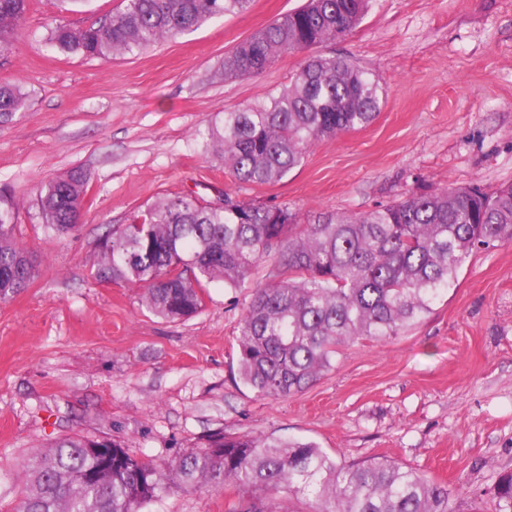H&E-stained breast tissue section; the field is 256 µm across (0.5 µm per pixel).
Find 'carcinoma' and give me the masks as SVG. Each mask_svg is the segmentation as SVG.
Masks as SVG:
<instances>
[{
    "instance_id": "cac0c4a2",
    "label": "carcinoma",
    "mask_w": 512,
    "mask_h": 512,
    "mask_svg": "<svg viewBox=\"0 0 512 512\" xmlns=\"http://www.w3.org/2000/svg\"><path fill=\"white\" fill-rule=\"evenodd\" d=\"M252 0H121L83 27L46 18L48 41L63 54L109 59L134 54L204 22L247 10ZM369 0H306L253 32L224 56V78L261 72L282 55L350 33ZM29 0H0V56L17 49ZM384 90L349 61L312 55L290 84L197 130L238 183L271 184L299 166L319 141L367 126ZM30 95L0 82V124L25 110ZM88 179L80 170L44 184L33 204L40 223L59 236L80 221ZM19 202L0 196V300L30 286L35 268L14 240ZM512 243V184L435 189L364 214H320L303 224L288 206L237 201L224 208L193 196L154 203L106 234L95 276L145 288L149 311L188 319L215 280L237 288L268 262L238 328L241 380L258 395L300 392L332 367L342 347L386 341L428 313L456 286L463 264L481 246ZM89 446L112 447V476L76 480L94 467ZM24 495L6 512H139L170 481L187 490L262 489L266 501L241 512H281L283 494L313 496L314 512H453L448 487L387 457L346 464L312 442L249 435L210 436L158 465L110 439L62 437L23 458ZM494 512H512V472L499 476Z\"/></svg>"
}]
</instances>
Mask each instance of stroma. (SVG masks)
I'll return each mask as SVG.
<instances>
[{
    "mask_svg": "<svg viewBox=\"0 0 512 512\" xmlns=\"http://www.w3.org/2000/svg\"><path fill=\"white\" fill-rule=\"evenodd\" d=\"M303 2L253 0L101 61L52 48L45 17L79 27L120 0H32L17 50L0 59V81L32 94L0 126V193L20 202L15 239L38 270L0 302V512L23 487L18 462L57 438H108L163 463L213 433L309 441L346 463L385 456L447 485L455 512H491L512 471V244L474 253L414 327L341 349L310 387L279 398L238 374V325L265 264L244 287L211 283L201 310L176 322L146 310L142 287L94 276L106 232L161 198L227 194L307 220L427 187L512 184V0H370L355 29L317 51L375 74L377 118L320 141L276 184L235 183L197 128L281 90L305 55L237 79L224 77V55ZM74 169L90 189L77 228L55 236L31 202ZM255 498L173 485L141 512H231Z\"/></svg>",
    "mask_w": 512,
    "mask_h": 512,
    "instance_id": "1",
    "label": "stroma"
}]
</instances>
